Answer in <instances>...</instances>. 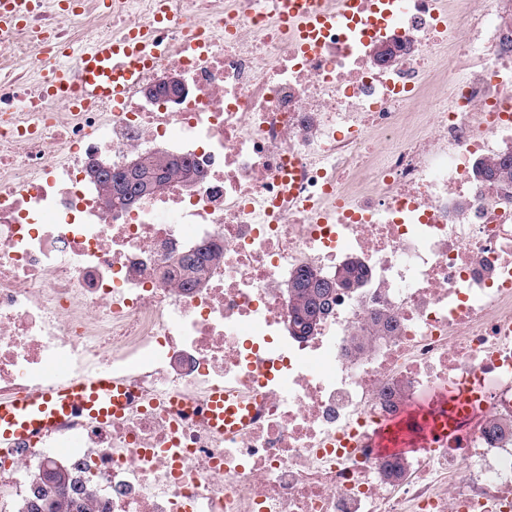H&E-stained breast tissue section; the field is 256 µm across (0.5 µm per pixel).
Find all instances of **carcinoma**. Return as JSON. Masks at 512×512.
Segmentation results:
<instances>
[{"label": "carcinoma", "mask_w": 512, "mask_h": 512, "mask_svg": "<svg viewBox=\"0 0 512 512\" xmlns=\"http://www.w3.org/2000/svg\"><path fill=\"white\" fill-rule=\"evenodd\" d=\"M149 166L159 172L164 183L191 176L192 167L185 162L171 164L152 155L145 156ZM485 177L504 193L512 194V156L495 158L482 164ZM214 265L212 249L197 251L185 256L174 266L172 278L179 285L196 286ZM366 269L358 261L344 264L326 280L309 270L300 271L292 279L294 288L288 294L291 306V328L296 336H307L315 320L329 312L334 301L332 282L340 281L350 288H358L365 279ZM25 512H92V494L73 480L65 468H55L34 477Z\"/></svg>", "instance_id": "cac0c4a2"}]
</instances>
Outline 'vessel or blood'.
Returning <instances> with one entry per match:
<instances>
[{"label": "vessel or blood", "mask_w": 512, "mask_h": 512, "mask_svg": "<svg viewBox=\"0 0 512 512\" xmlns=\"http://www.w3.org/2000/svg\"><path fill=\"white\" fill-rule=\"evenodd\" d=\"M279 9L286 12L289 22L304 36L312 35L327 22L315 0H282ZM27 10V0H9L8 6L0 7V28H12L25 17ZM158 56L148 30L136 26L127 34L101 38L84 47L78 57L79 81L70 84L55 80L49 83L48 91L84 105L100 99L119 102L128 84L154 64ZM127 401L125 389L109 375L83 381L65 379L49 392L0 399V439L24 441L39 437L52 431L64 417L84 411L104 419ZM465 401L470 402L468 393L451 388L430 402L407 410L406 415L431 422L446 412L449 405ZM377 446L405 453L416 449L415 444L399 433L394 422L384 428Z\"/></svg>", "instance_id": "b4317fda"}]
</instances>
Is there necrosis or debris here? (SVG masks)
Segmentation results:
<instances>
[{"instance_id":"4bbe7bcc","label":"necrosis or debris","mask_w":512,"mask_h":512,"mask_svg":"<svg viewBox=\"0 0 512 512\" xmlns=\"http://www.w3.org/2000/svg\"><path fill=\"white\" fill-rule=\"evenodd\" d=\"M63 2L0 31V397L60 367L110 373L129 401L0 449V512L27 469L61 465L97 512H512V434L486 426L512 419V197L475 176L512 153L496 0H320L331 21L308 38L271 0H170L161 23L157 0ZM135 25L159 26L160 56L122 102L45 93L59 64L76 78L83 34ZM170 69L192 94L146 102ZM158 148L195 191L100 203L90 157L117 170ZM170 242L224 260L184 288L161 275ZM351 256L365 284L293 335L283 283ZM377 316L390 331L359 349ZM473 385L485 422L452 407L426 452L380 454L408 401ZM217 390L241 430L212 427Z\"/></svg>"}]
</instances>
